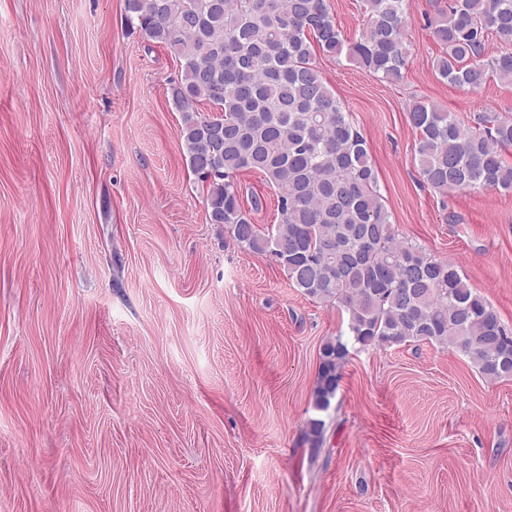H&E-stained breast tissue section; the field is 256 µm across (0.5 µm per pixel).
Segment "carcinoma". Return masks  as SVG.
Segmentation results:
<instances>
[{"label": "carcinoma", "mask_w": 512, "mask_h": 512, "mask_svg": "<svg viewBox=\"0 0 512 512\" xmlns=\"http://www.w3.org/2000/svg\"><path fill=\"white\" fill-rule=\"evenodd\" d=\"M363 9L362 32L346 46L328 0H126L127 23L179 60L169 90L208 223L224 225L239 248L271 256L303 295L348 314L347 330L319 350L318 413L336 397L352 344L430 343L468 357L489 382L512 377V332L452 262L399 239L366 142L313 65L318 51L345 50L364 70L401 81L406 0H363ZM430 26L441 46L434 69L448 83L512 85V0H446ZM491 35L509 48L487 58ZM408 121L427 185L443 194L512 191L511 117L484 112L465 122L416 100ZM246 171L274 191L278 223L262 227L247 215L238 183ZM324 428L306 420L312 447Z\"/></svg>", "instance_id": "cac0c4a2"}]
</instances>
